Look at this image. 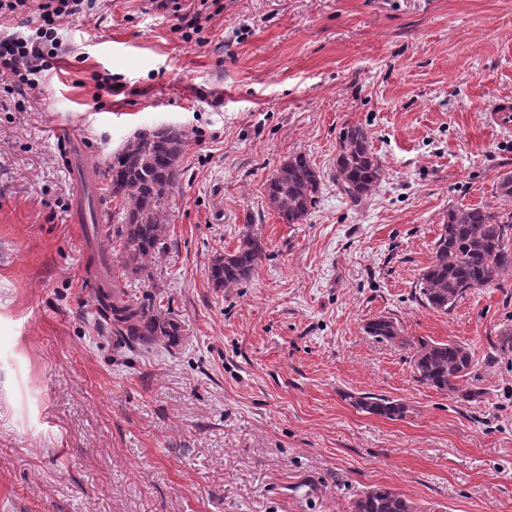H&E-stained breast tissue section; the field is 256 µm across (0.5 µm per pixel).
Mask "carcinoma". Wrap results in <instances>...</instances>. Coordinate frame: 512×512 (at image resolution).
<instances>
[{"mask_svg": "<svg viewBox=\"0 0 512 512\" xmlns=\"http://www.w3.org/2000/svg\"><path fill=\"white\" fill-rule=\"evenodd\" d=\"M186 143L181 129L162 127L135 134L112 156L107 175L111 176L112 198L119 204L93 211V219L101 223L106 236L119 243L133 271L161 245L168 197L180 175ZM381 175L382 163L372 151L369 132L358 125L343 129L336 156L340 190L357 202L377 185ZM320 190L319 174L302 155L289 158L266 186L269 203L290 224L309 214ZM511 229L512 215L504 217L489 207L448 210L432 260L417 281L424 305L447 313L467 291L486 288L511 269L512 252L507 249ZM263 254L261 235L248 230L234 251L213 260L210 278L214 287L231 288L252 278ZM97 306L101 314L112 318L116 335L127 340L148 345L157 336L177 335L176 324L159 320L150 308L127 298L115 280L112 290L98 292ZM365 332L382 340H397L412 350L417 380L439 392H460L462 382L475 372V355L465 344L412 342L401 336L398 324L386 316L368 322ZM354 403L368 414L390 420L402 419L408 412L403 402L382 396H361ZM354 512H418V506L390 488H374L362 492Z\"/></svg>", "mask_w": 512, "mask_h": 512, "instance_id": "1", "label": "carcinoma"}]
</instances>
